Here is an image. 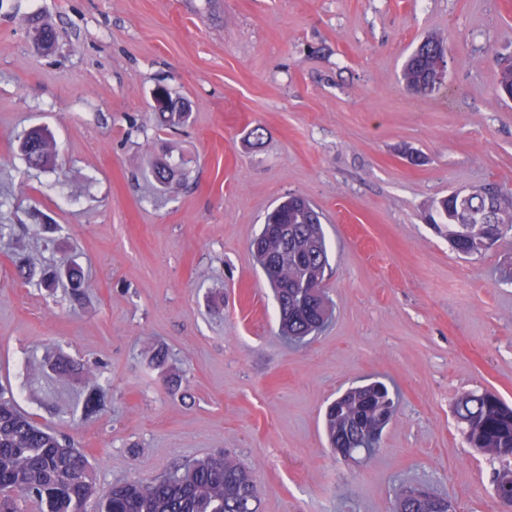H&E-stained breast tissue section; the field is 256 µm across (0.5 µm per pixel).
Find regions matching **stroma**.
I'll list each match as a JSON object with an SVG mask.
<instances>
[{
    "mask_svg": "<svg viewBox=\"0 0 512 512\" xmlns=\"http://www.w3.org/2000/svg\"><path fill=\"white\" fill-rule=\"evenodd\" d=\"M429 35L450 47L436 97L400 80ZM506 50L512 0H0V224L15 229L0 238V384L104 486L223 451L253 471L260 512H389L405 485L502 512L455 402L487 389L512 404V235L463 258L427 215L451 190L512 191ZM160 84L191 102L187 124L157 125ZM33 128L56 168L26 163ZM160 161L177 166L166 188ZM290 194L324 213L331 254L334 318L303 347L277 336L250 248ZM36 224L56 225L54 247ZM67 260L80 307L35 283ZM61 359L102 363L105 412L83 418V377L59 380ZM367 376L399 408L379 451L345 458L324 412Z\"/></svg>",
    "mask_w": 512,
    "mask_h": 512,
    "instance_id": "obj_1",
    "label": "stroma"
}]
</instances>
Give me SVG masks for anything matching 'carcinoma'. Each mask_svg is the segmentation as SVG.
Wrapping results in <instances>:
<instances>
[{"label": "carcinoma", "mask_w": 512, "mask_h": 512, "mask_svg": "<svg viewBox=\"0 0 512 512\" xmlns=\"http://www.w3.org/2000/svg\"><path fill=\"white\" fill-rule=\"evenodd\" d=\"M447 56L438 38L423 40L402 66L404 87L432 97L443 79L437 60ZM496 95H512V58L498 63ZM159 100L152 106L159 124L181 122L187 111ZM22 152L32 168L57 165L53 141L40 128L30 130ZM429 219L448 227L452 249L464 256L478 254L512 233V194L490 184L468 198L453 190L433 202ZM267 224H283L281 233L257 234L250 247L274 289L281 335L296 342L320 331L331 309L325 290L329 253L321 215L306 198L290 194L266 216ZM72 300L84 295L81 270L66 271ZM86 393L82 415L93 417L107 406L99 374L83 371ZM396 411V395L381 381L349 387L326 409L324 424L330 447L350 457L358 450L373 454L383 431L380 415ZM457 416L470 447L497 462L512 448V406L491 391L465 393L457 400ZM413 488L399 489L394 512H448L452 503L433 493L419 499ZM97 512H259L254 476L232 456L207 455L177 466L154 479H125L102 488L89 457L65 437L42 428L21 413L0 386V512H22L33 502L40 512H85L89 501Z\"/></svg>", "instance_id": "obj_1"}]
</instances>
